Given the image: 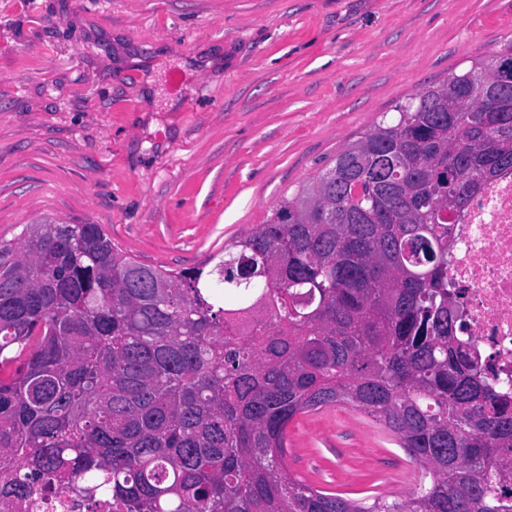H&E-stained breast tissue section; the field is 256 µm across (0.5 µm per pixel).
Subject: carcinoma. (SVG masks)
Listing matches in <instances>:
<instances>
[{
    "instance_id": "obj_1",
    "label": "carcinoma",
    "mask_w": 512,
    "mask_h": 512,
    "mask_svg": "<svg viewBox=\"0 0 512 512\" xmlns=\"http://www.w3.org/2000/svg\"><path fill=\"white\" fill-rule=\"evenodd\" d=\"M505 59L397 106L208 268L139 262L100 224L0 242V512L76 480L126 512H512L491 472L512 397L448 311V215L512 171ZM336 405L394 435L414 491L291 472L289 424Z\"/></svg>"
}]
</instances>
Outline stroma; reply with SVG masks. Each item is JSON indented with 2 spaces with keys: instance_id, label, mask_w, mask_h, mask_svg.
Instances as JSON below:
<instances>
[{
  "instance_id": "35a3bbf8",
  "label": "stroma",
  "mask_w": 512,
  "mask_h": 512,
  "mask_svg": "<svg viewBox=\"0 0 512 512\" xmlns=\"http://www.w3.org/2000/svg\"><path fill=\"white\" fill-rule=\"evenodd\" d=\"M512 40V0H0V241L100 224L203 266L396 105ZM288 465L347 499L415 468L364 411L297 417Z\"/></svg>"
}]
</instances>
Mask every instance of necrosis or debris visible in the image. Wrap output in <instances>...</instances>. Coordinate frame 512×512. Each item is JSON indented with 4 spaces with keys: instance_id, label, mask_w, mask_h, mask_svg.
<instances>
[{
    "instance_id": "obj_1",
    "label": "necrosis or debris",
    "mask_w": 512,
    "mask_h": 512,
    "mask_svg": "<svg viewBox=\"0 0 512 512\" xmlns=\"http://www.w3.org/2000/svg\"><path fill=\"white\" fill-rule=\"evenodd\" d=\"M448 288L461 315L456 333L479 355L496 389L512 394V172L477 190L455 217ZM20 512H122L82 482L55 495L34 490Z\"/></svg>"
}]
</instances>
